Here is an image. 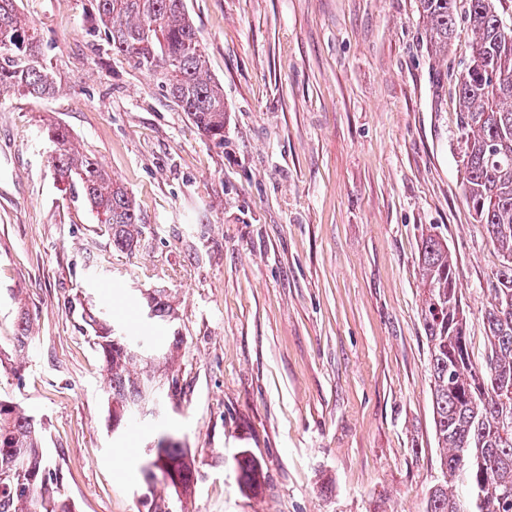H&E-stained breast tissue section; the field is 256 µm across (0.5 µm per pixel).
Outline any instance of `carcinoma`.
<instances>
[{
	"label": "carcinoma",
	"mask_w": 512,
	"mask_h": 512,
	"mask_svg": "<svg viewBox=\"0 0 512 512\" xmlns=\"http://www.w3.org/2000/svg\"><path fill=\"white\" fill-rule=\"evenodd\" d=\"M498 0H419L429 44L448 52L463 17L474 34L471 56L456 77L457 128L464 198L501 256L484 309L487 345L483 363L469 347V320L447 240L430 233L421 240L419 265L425 300L421 317L429 342L434 433L441 478L429 488L427 512H512V34ZM93 25L112 53L151 77L204 136L224 142V88L209 74L206 53L185 0H89ZM43 39L20 11L18 0H0V97L42 99L59 85L42 51ZM49 165L57 181L81 190L113 245L139 244L145 229L136 198L96 158L71 147L70 132L49 124ZM149 319L174 321L169 295L146 297ZM108 379L112 428L137 417L149 391L165 383L174 399L183 387L175 374L138 373L152 338L131 339L107 323V313H88ZM152 469L141 468L147 512H178L171 498L154 495L162 481L181 495L197 480L188 449L172 436L150 449ZM244 490L261 492L265 476L250 455L237 461ZM462 485L463 500L453 488ZM0 512H74L61 493L57 470L43 448L42 427L17 404L0 399Z\"/></svg>",
	"instance_id": "cac0c4a2"
}]
</instances>
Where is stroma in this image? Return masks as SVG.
Returning <instances> with one entry per match:
<instances>
[{"label":"stroma","instance_id":"1","mask_svg":"<svg viewBox=\"0 0 512 512\" xmlns=\"http://www.w3.org/2000/svg\"><path fill=\"white\" fill-rule=\"evenodd\" d=\"M185 4L224 87L220 145L90 35L88 0H20L60 89L0 98V399L40 420L76 512L170 494L140 473L169 432L198 469L185 512H426L442 450L418 247L446 236L478 362L501 260L460 188L448 71L473 35L459 23L433 55L418 0ZM50 123L133 193L135 250L54 179ZM157 288L176 319L154 351L183 392L120 434L80 313L106 306L144 334ZM245 452L264 472L256 495L239 484Z\"/></svg>","mask_w":512,"mask_h":512}]
</instances>
